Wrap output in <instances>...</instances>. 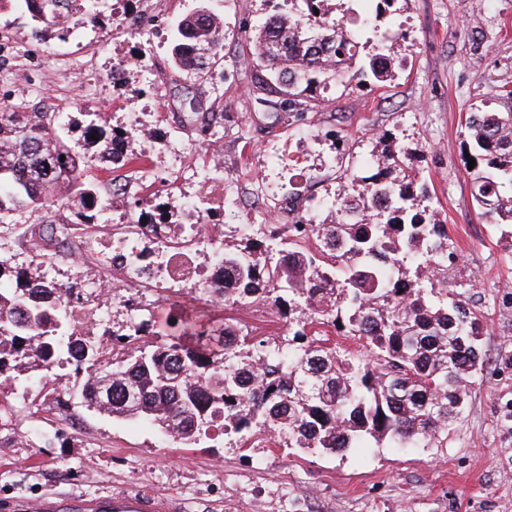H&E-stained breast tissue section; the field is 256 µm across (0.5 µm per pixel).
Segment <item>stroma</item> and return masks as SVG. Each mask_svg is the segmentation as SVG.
<instances>
[{"label":"stroma","mask_w":512,"mask_h":512,"mask_svg":"<svg viewBox=\"0 0 512 512\" xmlns=\"http://www.w3.org/2000/svg\"><path fill=\"white\" fill-rule=\"evenodd\" d=\"M394 0L376 17L368 0H328L346 30L375 43L377 30L399 37L391 81L358 87L330 81L304 92L294 112H268L259 99L280 100L285 88L255 67L243 21L261 24L277 0H217L224 20L218 71L174 73L168 23L197 9L198 0H141L140 11L162 20L152 34L134 36L131 13L99 0L100 24L72 16L73 32L32 36L19 11L0 14V105L32 111L48 102L65 142L90 156L87 175L104 180L110 168L86 135L90 125L119 130L142 124L157 138L143 165L158 179L151 202L167 223L191 220L182 203L198 184L173 177L175 128H191L199 170L220 163L224 206L209 208L213 224H293L320 220L317 200L332 201L352 176L373 173L381 137L394 136L414 154L418 180L448 227L456 255L445 273L449 295H462L485 324L482 371L444 448H395L383 443L342 455L247 448L210 431L183 446L154 426L88 411L82 378L68 374L71 397L60 405L50 385L0 376V427L27 430L24 446L0 447V512L10 502L52 493L150 490L185 499L193 512H512V227L489 223L474 200L463 155L465 114L495 109L512 88V0ZM124 63L122 81L112 79ZM152 76H145V69ZM179 324L236 319L258 336L288 329L268 304L227 306L199 300L184 288L153 306Z\"/></svg>","instance_id":"stroma-1"}]
</instances>
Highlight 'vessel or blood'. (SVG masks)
<instances>
[{
  "mask_svg": "<svg viewBox=\"0 0 512 512\" xmlns=\"http://www.w3.org/2000/svg\"><path fill=\"white\" fill-rule=\"evenodd\" d=\"M13 512H188L182 498L168 493L140 491L103 495H53L29 503H15Z\"/></svg>",
  "mask_w": 512,
  "mask_h": 512,
  "instance_id": "obj_1",
  "label": "vessel or blood"
}]
</instances>
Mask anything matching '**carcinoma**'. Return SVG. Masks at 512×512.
<instances>
[{
  "instance_id": "cac0c4a2",
  "label": "carcinoma",
  "mask_w": 512,
  "mask_h": 512,
  "mask_svg": "<svg viewBox=\"0 0 512 512\" xmlns=\"http://www.w3.org/2000/svg\"><path fill=\"white\" fill-rule=\"evenodd\" d=\"M78 0H18L33 33L62 29V13ZM281 11L260 25L244 24L257 66L288 86V97L261 105L296 109L294 91L324 80L357 85L393 77L387 47L364 60L358 43L304 0L307 12ZM319 12H314V9ZM224 27L203 6L172 25L171 61L180 71H212L221 60ZM500 110L466 113L474 197L493 224L512 225V90ZM389 164L353 181L362 190L336 199V211L356 201L358 220L288 225V235L224 246L220 259L235 287L216 284L212 296L235 304L263 302L288 320V335L259 339L224 321L185 325L149 351L104 360L98 342L75 337L61 303L73 285L44 283L40 267L0 264V374L50 379L63 359L85 372L82 403L121 419L154 424L183 445L224 417V436L246 445L256 431H274L290 448L336 454L374 442L396 447H444L470 379L482 369L484 324L466 300L440 287L455 257L438 212L415 193L413 154L385 145ZM68 163L60 165V157ZM89 158L59 134L52 112L0 107V212L49 213L64 200L75 210L92 203L97 183L86 179ZM363 342L366 354L327 346L323 327ZM161 335L155 317L126 324Z\"/></svg>"
}]
</instances>
